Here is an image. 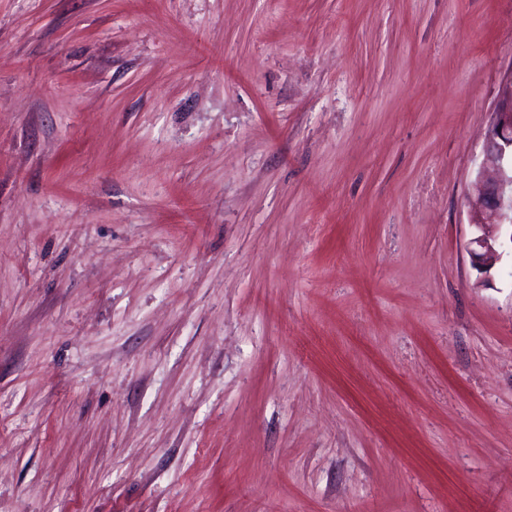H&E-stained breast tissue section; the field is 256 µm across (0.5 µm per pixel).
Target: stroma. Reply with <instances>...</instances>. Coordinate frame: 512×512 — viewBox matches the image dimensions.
I'll return each mask as SVG.
<instances>
[{
	"label": "stroma",
	"mask_w": 512,
	"mask_h": 512,
	"mask_svg": "<svg viewBox=\"0 0 512 512\" xmlns=\"http://www.w3.org/2000/svg\"><path fill=\"white\" fill-rule=\"evenodd\" d=\"M511 78L512 0H0V512H512ZM479 164L482 180L479 193L469 202L472 266L488 283L504 254L510 250L512 263V81L503 88V102L494 112Z\"/></svg>",
	"instance_id": "1"
}]
</instances>
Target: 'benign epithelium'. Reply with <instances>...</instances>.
Listing matches in <instances>:
<instances>
[{"mask_svg": "<svg viewBox=\"0 0 512 512\" xmlns=\"http://www.w3.org/2000/svg\"><path fill=\"white\" fill-rule=\"evenodd\" d=\"M482 180L476 198L470 200L472 266L490 281L504 254L512 251V81L503 88V102L494 112L479 164Z\"/></svg>", "mask_w": 512, "mask_h": 512, "instance_id": "obj_1", "label": "benign epithelium"}]
</instances>
